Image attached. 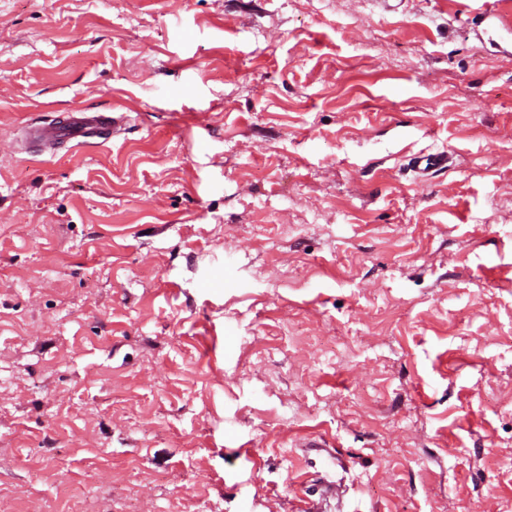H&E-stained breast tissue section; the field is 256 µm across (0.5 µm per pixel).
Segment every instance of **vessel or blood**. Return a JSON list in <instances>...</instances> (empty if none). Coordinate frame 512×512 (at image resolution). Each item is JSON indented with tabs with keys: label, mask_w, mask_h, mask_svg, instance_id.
I'll list each match as a JSON object with an SVG mask.
<instances>
[{
	"label": "vessel or blood",
	"mask_w": 512,
	"mask_h": 512,
	"mask_svg": "<svg viewBox=\"0 0 512 512\" xmlns=\"http://www.w3.org/2000/svg\"><path fill=\"white\" fill-rule=\"evenodd\" d=\"M128 120L123 113L78 110L62 120L27 125L23 141L26 151L34 155L56 151L72 142L81 145L90 138L107 142L122 131Z\"/></svg>",
	"instance_id": "obj_1"
}]
</instances>
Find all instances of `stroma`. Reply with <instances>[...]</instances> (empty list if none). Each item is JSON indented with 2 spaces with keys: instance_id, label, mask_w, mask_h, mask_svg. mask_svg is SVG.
I'll return each mask as SVG.
<instances>
[{
  "instance_id": "35a3bbf8",
  "label": "stroma",
  "mask_w": 512,
  "mask_h": 512,
  "mask_svg": "<svg viewBox=\"0 0 512 512\" xmlns=\"http://www.w3.org/2000/svg\"><path fill=\"white\" fill-rule=\"evenodd\" d=\"M389 2L0 0L1 501L512 512V0ZM129 117L117 112H87L78 110L68 113L62 120L51 119L42 124L24 127L23 141L27 152L41 155L54 152L64 144L76 142L73 147L96 138L107 142L119 134Z\"/></svg>"
}]
</instances>
